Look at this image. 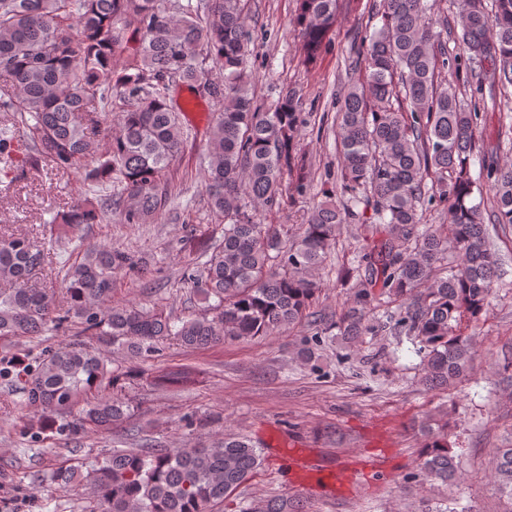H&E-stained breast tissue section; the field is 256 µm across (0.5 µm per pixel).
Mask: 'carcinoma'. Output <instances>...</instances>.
Returning a JSON list of instances; mask_svg holds the SVG:
<instances>
[{
    "label": "carcinoma",
    "instance_id": "cac0c4a2",
    "mask_svg": "<svg viewBox=\"0 0 512 512\" xmlns=\"http://www.w3.org/2000/svg\"><path fill=\"white\" fill-rule=\"evenodd\" d=\"M338 4L299 0L294 24L306 62L318 59ZM493 6L491 12L486 0H460L451 29L428 0H382L383 24L364 37L355 60L365 81L348 87L333 121L339 191L316 201L311 160L299 146L311 113L293 89L272 107L255 99L241 0H0V161L22 152L24 166L47 162L103 190L74 200L32 238L0 232V336H41L50 326L75 336L34 370L13 365L0 377H25L29 403L84 433L129 415L118 392L139 371L113 367L108 347L146 362L169 340L194 350L290 331L303 321L317 337L335 330L366 336L391 323L418 344L428 385L466 376L476 349L462 319L479 321L498 287L483 188L493 192L492 223L512 226V164H499L500 146L483 148L477 138L485 91L512 86V0ZM450 38L457 47L451 59ZM123 54L129 61L117 71L113 61ZM212 67L222 81L208 78ZM199 82L224 105L210 129L205 172L207 206L224 221V236L187 274L204 312L179 319L162 308L112 303L114 275L149 264L123 248L88 247L64 264L59 292L36 287L45 249H78L86 228L106 213L147 224L167 211L170 165L184 144L169 93ZM112 99L122 104L117 129L97 156L95 105ZM299 203L294 228L257 217L261 208ZM343 224L359 225L353 271L363 266L365 274L333 320L311 310L320 288L314 273ZM384 304L392 310L381 320L376 312ZM260 465L254 441L228 434L212 448L114 449L85 474L66 459L51 481L89 490L102 512H210ZM456 474L445 422L428 431L411 477L446 483ZM492 474L512 512L511 443L495 449ZM242 512L302 508L278 497Z\"/></svg>",
    "mask_w": 512,
    "mask_h": 512
}]
</instances>
